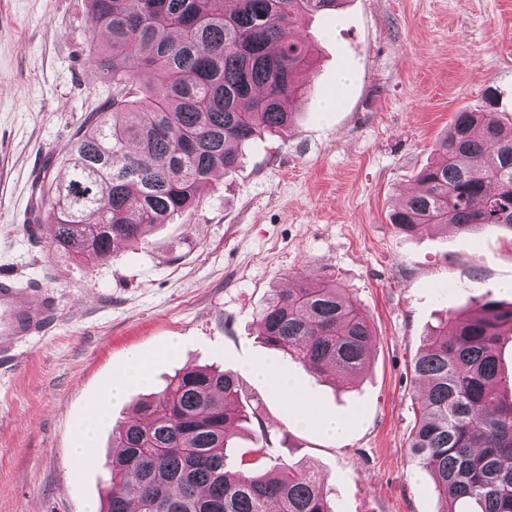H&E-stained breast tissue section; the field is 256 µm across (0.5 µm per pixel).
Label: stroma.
<instances>
[{
  "instance_id": "1",
  "label": "stroma",
  "mask_w": 512,
  "mask_h": 512,
  "mask_svg": "<svg viewBox=\"0 0 512 512\" xmlns=\"http://www.w3.org/2000/svg\"><path fill=\"white\" fill-rule=\"evenodd\" d=\"M89 26L88 0H0V271L59 311L0 372V512L101 504L113 429L188 364L235 372L260 415L264 435L231 439L233 469L314 470L336 512H436L434 482L408 455L424 391L411 364L441 318L512 302V231L407 236L389 215L456 112L512 122V0H342L307 18L297 35L316 63L299 79L313 94L288 130L255 137L197 203L101 262L55 251L47 229L23 222L109 96L87 59ZM301 276L340 282L366 311L375 345L357 382L329 383L259 339L272 289ZM134 350L151 356L149 378L106 400ZM252 363L290 376L347 422L346 437L299 421ZM98 405L92 459L75 468L69 451Z\"/></svg>"
}]
</instances>
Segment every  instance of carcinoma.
Wrapping results in <instances>:
<instances>
[{
    "instance_id": "cac0c4a2",
    "label": "carcinoma",
    "mask_w": 512,
    "mask_h": 512,
    "mask_svg": "<svg viewBox=\"0 0 512 512\" xmlns=\"http://www.w3.org/2000/svg\"><path fill=\"white\" fill-rule=\"evenodd\" d=\"M341 0H89V57L112 97L66 147L67 175L42 202L39 223L58 252L101 261L189 208L238 147L290 126L311 88L297 81L313 45L296 37L308 15ZM420 189L389 216L398 232L451 226L512 231V125L461 111ZM259 338L319 374L350 378L371 356L362 307L334 280L275 292ZM512 342V303L440 320L413 363L425 382L408 439L432 474L437 512H512V400L501 346ZM237 376L185 367L112 435L101 512H335L314 472L261 474L227 466L229 441L253 433Z\"/></svg>"
}]
</instances>
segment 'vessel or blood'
I'll use <instances>...</instances> for the list:
<instances>
[{
  "instance_id": "obj_1",
  "label": "vessel or blood",
  "mask_w": 512,
  "mask_h": 512,
  "mask_svg": "<svg viewBox=\"0 0 512 512\" xmlns=\"http://www.w3.org/2000/svg\"><path fill=\"white\" fill-rule=\"evenodd\" d=\"M58 319L55 300L42 288L20 290L0 272V369L15 366L22 343L46 335Z\"/></svg>"
}]
</instances>
